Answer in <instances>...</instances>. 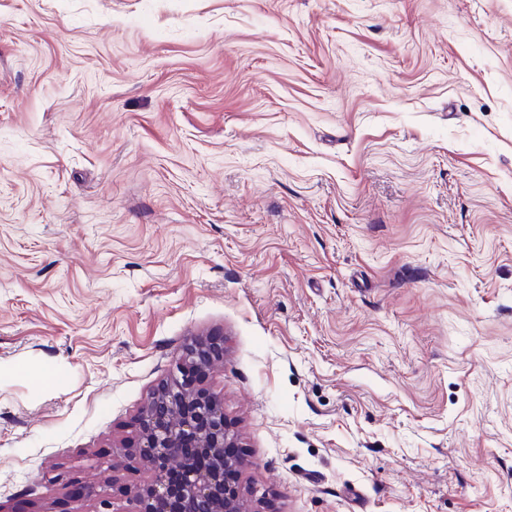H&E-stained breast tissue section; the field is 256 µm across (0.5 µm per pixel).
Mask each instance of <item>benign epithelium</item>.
<instances>
[{"instance_id":"obj_1","label":"benign epithelium","mask_w":512,"mask_h":512,"mask_svg":"<svg viewBox=\"0 0 512 512\" xmlns=\"http://www.w3.org/2000/svg\"><path fill=\"white\" fill-rule=\"evenodd\" d=\"M224 358V341L195 338L176 362L180 379L162 383L142 407L137 442L112 453V469L126 466L134 457L148 462L151 477L131 491L129 512H163L175 498L179 512H252L234 481L241 458L228 449L238 447L237 437L224 421V401L216 393L196 387V375ZM193 437L212 457L213 464L199 469L185 458L183 441ZM181 472L178 487L170 482L172 469Z\"/></svg>"}]
</instances>
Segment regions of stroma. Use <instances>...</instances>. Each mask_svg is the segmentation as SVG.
Instances as JSON below:
<instances>
[{
  "label": "stroma",
  "instance_id": "1",
  "mask_svg": "<svg viewBox=\"0 0 512 512\" xmlns=\"http://www.w3.org/2000/svg\"><path fill=\"white\" fill-rule=\"evenodd\" d=\"M212 333L253 512H512V0H0V507Z\"/></svg>",
  "mask_w": 512,
  "mask_h": 512
}]
</instances>
